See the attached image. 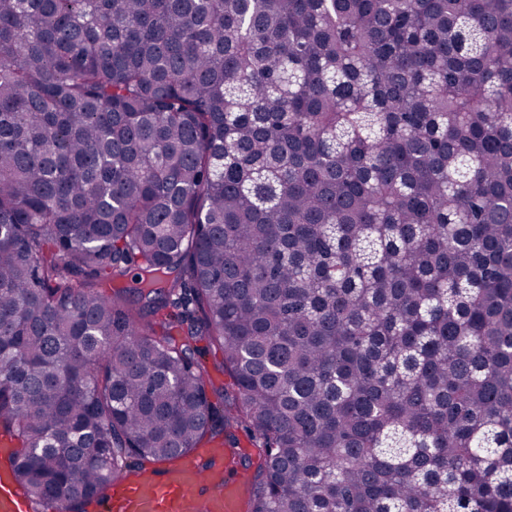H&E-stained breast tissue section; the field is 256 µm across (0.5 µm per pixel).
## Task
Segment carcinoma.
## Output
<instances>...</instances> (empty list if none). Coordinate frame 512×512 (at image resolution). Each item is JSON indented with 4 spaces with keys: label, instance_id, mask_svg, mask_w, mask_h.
Segmentation results:
<instances>
[{
    "label": "carcinoma",
    "instance_id": "obj_1",
    "mask_svg": "<svg viewBox=\"0 0 512 512\" xmlns=\"http://www.w3.org/2000/svg\"><path fill=\"white\" fill-rule=\"evenodd\" d=\"M234 425L250 512H512V0H0L15 481ZM200 359L216 386L223 385L230 392L235 388L234 379L224 369L222 354L218 349H209ZM230 431L237 439V446L241 449L239 453L243 457L241 465L235 468L228 467L227 470L231 473L242 475L248 490H251L254 475L258 472L259 465L262 462L256 450L258 439L252 437L250 433L245 431L242 427L233 428Z\"/></svg>",
    "mask_w": 512,
    "mask_h": 512
}]
</instances>
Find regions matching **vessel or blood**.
I'll list each match as a JSON object with an SVG mask.
<instances>
[{"label": "vessel or blood", "mask_w": 512, "mask_h": 512, "mask_svg": "<svg viewBox=\"0 0 512 512\" xmlns=\"http://www.w3.org/2000/svg\"><path fill=\"white\" fill-rule=\"evenodd\" d=\"M219 444L195 449L162 468L123 476L112 482L104 512H239L235 490L227 489L216 463ZM0 512H35L34 503L0 472Z\"/></svg>", "instance_id": "vessel-or-blood-1"}]
</instances>
